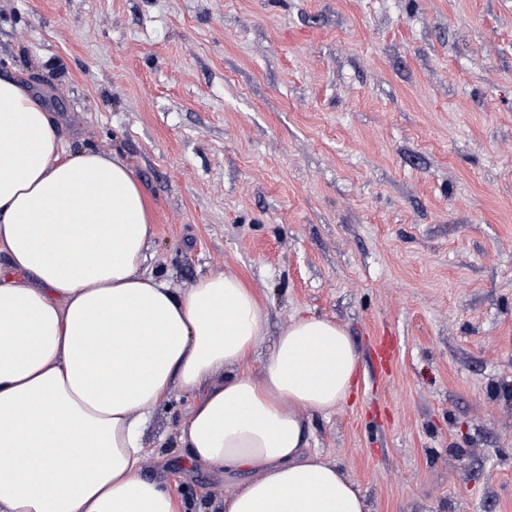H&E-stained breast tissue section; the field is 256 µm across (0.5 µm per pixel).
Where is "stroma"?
I'll use <instances>...</instances> for the list:
<instances>
[{
  "mask_svg": "<svg viewBox=\"0 0 512 512\" xmlns=\"http://www.w3.org/2000/svg\"><path fill=\"white\" fill-rule=\"evenodd\" d=\"M0 75L127 162L146 273L254 288L255 359L346 330L356 387L308 443L371 512H512V0H0ZM195 399L153 410L143 472L222 512L247 474L188 463Z\"/></svg>",
  "mask_w": 512,
  "mask_h": 512,
  "instance_id": "obj_1",
  "label": "stroma"
}]
</instances>
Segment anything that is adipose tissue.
<instances>
[{
  "mask_svg": "<svg viewBox=\"0 0 512 512\" xmlns=\"http://www.w3.org/2000/svg\"><path fill=\"white\" fill-rule=\"evenodd\" d=\"M152 236L127 163L67 150L0 77V512H186L143 474V426L177 388L200 394L179 430L189 460L250 474L224 512H369L306 441V413L354 390L350 336L298 319L252 368L255 293L230 272L170 288L141 270Z\"/></svg>",
  "mask_w": 512,
  "mask_h": 512,
  "instance_id": "1",
  "label": "adipose tissue"
}]
</instances>
